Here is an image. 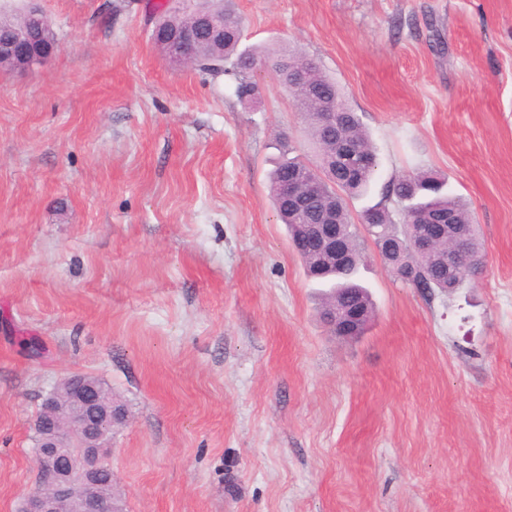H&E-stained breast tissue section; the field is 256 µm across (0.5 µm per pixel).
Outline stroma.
I'll return each instance as SVG.
<instances>
[{
  "label": "stroma",
  "mask_w": 512,
  "mask_h": 512,
  "mask_svg": "<svg viewBox=\"0 0 512 512\" xmlns=\"http://www.w3.org/2000/svg\"><path fill=\"white\" fill-rule=\"evenodd\" d=\"M59 49L0 68V512L37 484L33 420L73 373L129 408L127 512H512V0H232L243 47L333 79L379 168L447 175L485 267L424 299L374 247L368 331L330 335L274 210L314 159L294 99L168 62L167 0L29 2Z\"/></svg>",
  "instance_id": "35a3bbf8"
}]
</instances>
